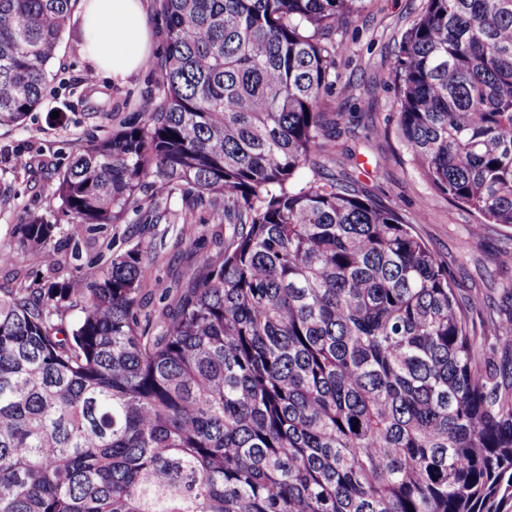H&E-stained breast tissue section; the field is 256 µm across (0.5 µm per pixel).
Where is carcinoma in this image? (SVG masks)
I'll use <instances>...</instances> for the list:
<instances>
[{
    "instance_id": "cac0c4a2",
    "label": "carcinoma",
    "mask_w": 512,
    "mask_h": 512,
    "mask_svg": "<svg viewBox=\"0 0 512 512\" xmlns=\"http://www.w3.org/2000/svg\"><path fill=\"white\" fill-rule=\"evenodd\" d=\"M71 2L0 0V125L42 103ZM359 2L158 0L159 101L55 194L73 234L177 189L233 234L158 325L138 246L0 288V512H512V380L448 267L319 178L322 36ZM393 69L411 160L475 232L512 228V0H425ZM493 327L512 341V313Z\"/></svg>"
}]
</instances>
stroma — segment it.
I'll return each instance as SVG.
<instances>
[{
	"label": "stroma",
	"mask_w": 512,
	"mask_h": 512,
	"mask_svg": "<svg viewBox=\"0 0 512 512\" xmlns=\"http://www.w3.org/2000/svg\"><path fill=\"white\" fill-rule=\"evenodd\" d=\"M423 0H363L360 10L330 36L336 46L334 85L321 109L329 124L323 140V174L348 177L372 197L398 211L453 275L460 301L479 295L472 309L478 341L490 343L491 315L502 309V290L512 284V229L498 224L473 227L480 217L436 193L406 153L398 133L399 99L391 62L403 33ZM152 33L149 64L124 80L94 73L83 52L78 19H69L49 65L42 104L18 125H0V250L13 263L0 265V288L16 280L40 279L47 260L65 276L80 266L107 263L133 246L155 252L145 273L147 307L160 312L203 258L223 250L232 229L220 216L205 214L192 238L183 235L186 204L181 191L160 199L142 198L119 224H89L71 235L53 191L60 171L91 142L136 122L144 101L159 95L160 66L166 53V20L156 0H143ZM347 158L338 167L337 158ZM45 216L61 230L43 253H19L15 228L30 215Z\"/></svg>",
	"instance_id": "1"
}]
</instances>
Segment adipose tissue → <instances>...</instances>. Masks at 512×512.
<instances>
[{
  "mask_svg": "<svg viewBox=\"0 0 512 512\" xmlns=\"http://www.w3.org/2000/svg\"><path fill=\"white\" fill-rule=\"evenodd\" d=\"M78 16L95 72L122 80L146 64L151 32L141 0H81Z\"/></svg>",
  "mask_w": 512,
  "mask_h": 512,
  "instance_id": "obj_1",
  "label": "adipose tissue"
}]
</instances>
